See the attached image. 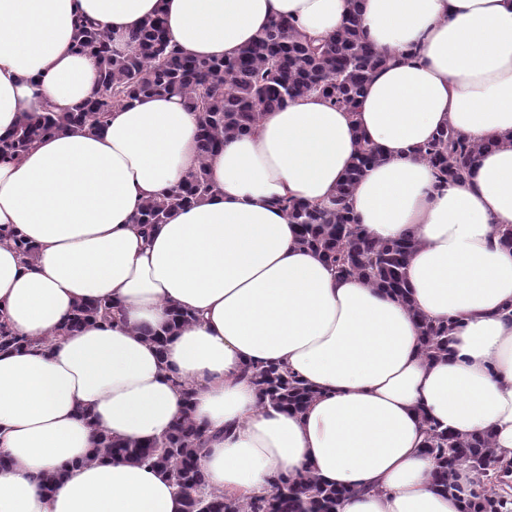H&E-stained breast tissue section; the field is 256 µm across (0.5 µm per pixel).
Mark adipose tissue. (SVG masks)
<instances>
[{
    "label": "adipose tissue",
    "mask_w": 512,
    "mask_h": 512,
    "mask_svg": "<svg viewBox=\"0 0 512 512\" xmlns=\"http://www.w3.org/2000/svg\"><path fill=\"white\" fill-rule=\"evenodd\" d=\"M350 0H0V135L22 115L67 112L99 81L75 50L78 18L118 51L162 14L184 54H236L275 17L325 37ZM366 37L389 58L357 112L311 93L201 159L199 113L143 96L96 132L42 138L0 162V304L31 346L0 351V512H184L163 473L90 461L97 431L164 436L184 416L207 440L208 488L266 494L311 472L343 491L339 512H462L435 484L422 417L490 435L512 459V0H362ZM445 126L479 143L466 183L439 185L417 155ZM380 161L349 199L378 240L415 234L409 302L337 276L275 204L336 194L359 139ZM206 163L213 192L143 235L141 204ZM112 299L121 322L55 332L78 303ZM196 320L171 329V311ZM456 320L448 354L423 355L417 315ZM168 331L164 350L146 331ZM289 368L317 396L299 413L260 404L248 365ZM196 394L185 404L178 381ZM56 478L53 493L42 474Z\"/></svg>",
    "instance_id": "obj_1"
}]
</instances>
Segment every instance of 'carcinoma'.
Returning a JSON list of instances; mask_svg holds the SVG:
<instances>
[{
    "label": "carcinoma",
    "instance_id": "obj_1",
    "mask_svg": "<svg viewBox=\"0 0 512 512\" xmlns=\"http://www.w3.org/2000/svg\"><path fill=\"white\" fill-rule=\"evenodd\" d=\"M349 14L335 33L318 39L300 32L294 22L273 19L248 46L223 59L191 58L170 38L165 20L147 19L128 39L129 50L116 53L111 41L91 21L77 22L76 50L94 59L99 67L95 92L70 112L44 111L24 117L8 134L0 136V159L18 160L39 139L61 129L99 130L113 109L140 95L169 94L201 114L198 131L200 165L170 192L143 203L138 223L147 228L162 224L169 215L208 195L212 185L206 160L224 145V139L252 131L262 113L277 110L300 96L317 93L330 105L357 111L372 74L387 62L386 55L363 34L361 0H351ZM489 138L473 143L451 128H444L418 149L441 184L462 183L472 172L477 157L498 147ZM380 160L377 147L359 140L352 165L328 203H310L292 197L278 200L290 223L299 227V243L319 253L340 276H357L369 286L408 302L406 267L417 239L407 235L380 242L355 223L348 198L359 178ZM0 243L26 256L34 248L18 235L0 230ZM424 342L423 353L433 359L448 354L452 322H435L415 314ZM120 319L112 301L84 303L76 307L65 325L71 334L91 324H110ZM29 344L15 335L0 308V350ZM243 376L258 387L263 403L273 408L301 412L315 397L294 373L277 366H248ZM426 439L423 451L436 463L437 485L451 494H464L465 512H503L509 496L496 492L508 485L512 462L498 458L483 437H461L441 430L422 416ZM204 430L190 416L179 419L160 438L131 441L107 432L99 433L89 460L107 456L133 465L147 466L168 476L185 503V512H339L340 493L323 485L310 473L283 475L270 493L239 500L222 490L206 489L198 455ZM458 465L475 474L469 490L454 479Z\"/></svg>",
    "mask_w": 512,
    "mask_h": 512
}]
</instances>
